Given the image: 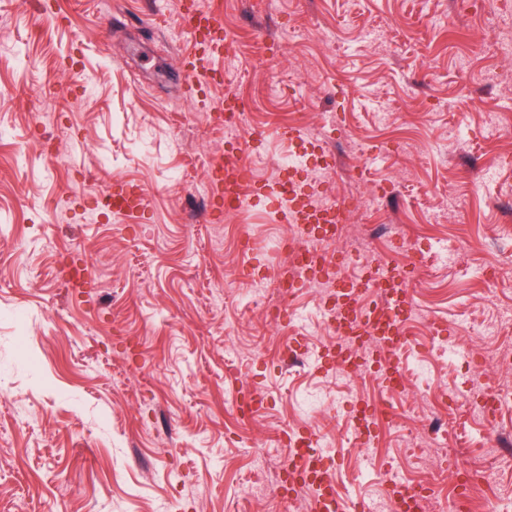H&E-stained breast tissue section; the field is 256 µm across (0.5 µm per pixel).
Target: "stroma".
<instances>
[{"label":"stroma","instance_id":"obj_1","mask_svg":"<svg viewBox=\"0 0 512 512\" xmlns=\"http://www.w3.org/2000/svg\"><path fill=\"white\" fill-rule=\"evenodd\" d=\"M183 0H0V512H307L276 485L245 498L256 454L282 428L334 431L345 490L358 465L345 449L350 403L372 387L337 379L312 285L276 321L238 288L285 264L288 226L267 195L237 222L208 193L217 117L227 93L267 139L265 183L288 177L310 197L346 203L381 258L418 259L425 294L415 354L433 362L448 400L417 405L456 418L482 444L473 409L512 346V0H202L227 33L223 82L188 90ZM299 126L308 168H277V127ZM145 185V211H105L113 182ZM88 268L87 287L66 282ZM312 324L292 331L296 309ZM465 358L438 360L436 345ZM314 352L305 369L286 349ZM246 383L264 406L248 422L226 404ZM320 400L302 415L303 397ZM415 418L378 425L384 472L433 484L443 508L467 460L420 461Z\"/></svg>","mask_w":512,"mask_h":512}]
</instances>
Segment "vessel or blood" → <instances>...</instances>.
<instances>
[{
    "label": "vessel or blood",
    "instance_id": "obj_1",
    "mask_svg": "<svg viewBox=\"0 0 512 512\" xmlns=\"http://www.w3.org/2000/svg\"><path fill=\"white\" fill-rule=\"evenodd\" d=\"M180 26L192 40V47L185 57L188 75L204 73L218 79L223 70L218 62L229 51L220 22L212 9L202 7L198 0H185L180 12ZM216 184L224 199L225 210L247 208L249 199L239 194L237 185L246 167L238 145H227L224 159L218 166ZM271 193L284 223L298 224L310 232L311 238H320L322 230L341 224L342 210H325L313 207L304 190L289 191L286 183L274 184ZM145 191L138 186L120 185L112 190L113 211L122 216L138 213ZM412 270L404 264L392 262L369 269L361 281H341L336 287V302L345 309L337 317L335 328L342 335L352 337L361 346L358 353L360 365L370 363L371 350L380 347L384 365L381 376L386 383L397 379L395 348L403 344L404 325L412 315V295L408 282ZM300 449L301 465H288L279 486L282 496L291 497L304 487H311L310 512H354L356 502L352 496L338 495L334 483L324 481L330 467L323 455L314 454L310 435L298 432L293 438ZM392 512H419L420 495L402 479H393L388 487Z\"/></svg>",
    "mask_w": 512,
    "mask_h": 512
}]
</instances>
